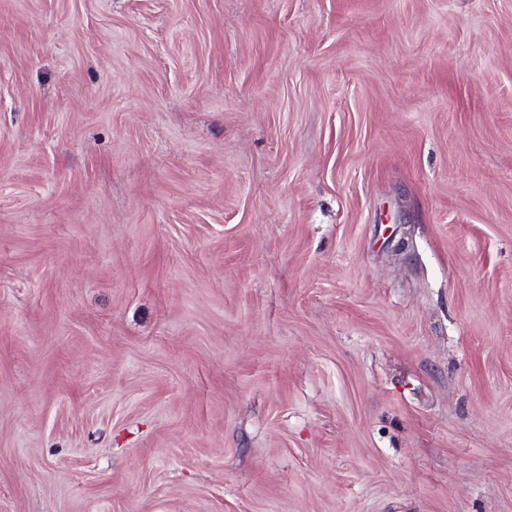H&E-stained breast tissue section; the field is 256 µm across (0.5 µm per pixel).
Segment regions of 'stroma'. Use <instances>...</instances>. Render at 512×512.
I'll return each instance as SVG.
<instances>
[{
  "instance_id": "stroma-1",
  "label": "stroma",
  "mask_w": 512,
  "mask_h": 512,
  "mask_svg": "<svg viewBox=\"0 0 512 512\" xmlns=\"http://www.w3.org/2000/svg\"><path fill=\"white\" fill-rule=\"evenodd\" d=\"M0 512H512V0H0Z\"/></svg>"
}]
</instances>
